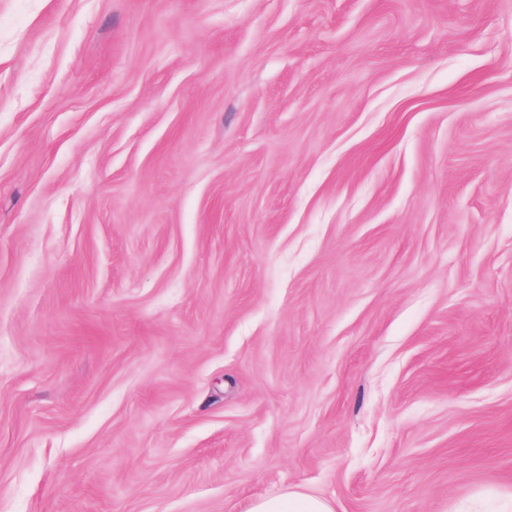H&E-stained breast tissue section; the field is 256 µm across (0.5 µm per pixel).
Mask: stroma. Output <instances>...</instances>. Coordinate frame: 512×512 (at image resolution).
Here are the masks:
<instances>
[{"mask_svg": "<svg viewBox=\"0 0 512 512\" xmlns=\"http://www.w3.org/2000/svg\"><path fill=\"white\" fill-rule=\"evenodd\" d=\"M512 497V0H0V512ZM246 512H334L331 503L316 494L288 489L256 499Z\"/></svg>", "mask_w": 512, "mask_h": 512, "instance_id": "obj_1", "label": "stroma"}]
</instances>
